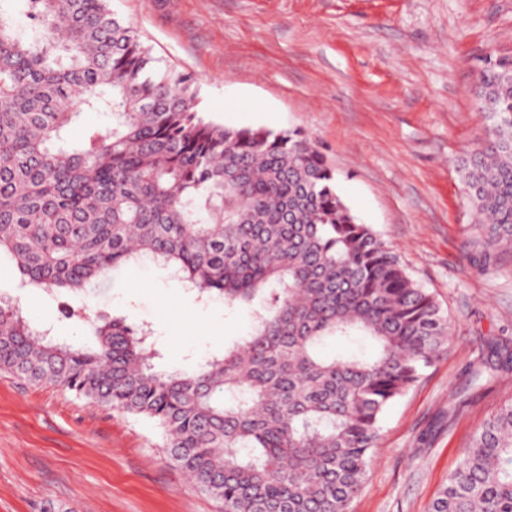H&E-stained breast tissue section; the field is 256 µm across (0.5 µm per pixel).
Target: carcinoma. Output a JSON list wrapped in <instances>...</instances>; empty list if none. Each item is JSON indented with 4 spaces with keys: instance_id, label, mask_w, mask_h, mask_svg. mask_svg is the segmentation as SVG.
Listing matches in <instances>:
<instances>
[{
    "instance_id": "obj_1",
    "label": "carcinoma",
    "mask_w": 512,
    "mask_h": 512,
    "mask_svg": "<svg viewBox=\"0 0 512 512\" xmlns=\"http://www.w3.org/2000/svg\"><path fill=\"white\" fill-rule=\"evenodd\" d=\"M198 96L110 0H0V254L28 283L73 294L150 259L252 314L224 352L163 371L150 332L120 317L61 302L95 336L86 349L46 339L0 299V371L154 421L174 466L224 512H349L385 409L449 346L451 321L351 212L310 138L214 122ZM477 107L492 128L459 172L490 260L512 249V58L480 70ZM85 112L112 125L68 143ZM355 336L373 351L321 353ZM488 348L497 364L469 368L448 418L468 387L512 370L508 339ZM428 512H512V401Z\"/></svg>"
}]
</instances>
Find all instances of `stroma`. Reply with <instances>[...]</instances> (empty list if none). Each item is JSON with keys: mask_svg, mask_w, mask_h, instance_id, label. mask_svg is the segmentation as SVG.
<instances>
[{"mask_svg": "<svg viewBox=\"0 0 512 512\" xmlns=\"http://www.w3.org/2000/svg\"><path fill=\"white\" fill-rule=\"evenodd\" d=\"M154 57L190 73L228 126L297 129L335 172L359 222L397 251L453 324L447 351L382 418L351 512H427L476 430L512 400V371L448 419L449 393L488 338L512 337V251L484 262L459 161L490 127L476 107L485 60L512 57V0H111ZM0 257V296L77 347L58 295L29 296ZM73 305L151 328L157 369L187 367L244 335L248 309L199 301L151 263ZM0 512H222L172 463L160 430L66 388L0 372Z\"/></svg>", "mask_w": 512, "mask_h": 512, "instance_id": "stroma-1", "label": "stroma"}]
</instances>
